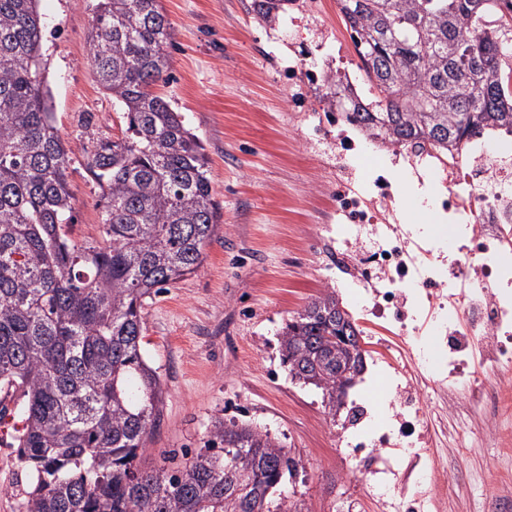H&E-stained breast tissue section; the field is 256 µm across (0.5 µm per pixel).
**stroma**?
Listing matches in <instances>:
<instances>
[{"instance_id": "35a3bbf8", "label": "stroma", "mask_w": 512, "mask_h": 512, "mask_svg": "<svg viewBox=\"0 0 512 512\" xmlns=\"http://www.w3.org/2000/svg\"><path fill=\"white\" fill-rule=\"evenodd\" d=\"M98 0H39L42 66L54 123L70 146V236L96 242L101 190L88 170L96 140L121 137L122 112L92 75L90 31ZM249 0H161L171 24V79L157 93L181 112L208 159L223 222L201 267L143 300V355L156 369L164 399L142 456L204 448L215 420L234 419L277 437L300 457L297 475L280 488L299 512H378L362 478L336 446V425L319 390L291 380L279 335L295 312L325 289L360 316V298L325 255L336 247V188L362 167L366 179L410 176L386 148L362 142L354 158L336 151L335 125L314 127L288 106L279 74L286 62L329 60L289 17L275 25L248 10ZM446 472L440 512H481L482 487L494 483L512 500V444L501 448H432ZM27 475L13 434L0 433V512H20Z\"/></svg>"}]
</instances>
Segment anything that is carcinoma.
<instances>
[{"label":"carcinoma","mask_w":512,"mask_h":512,"mask_svg":"<svg viewBox=\"0 0 512 512\" xmlns=\"http://www.w3.org/2000/svg\"><path fill=\"white\" fill-rule=\"evenodd\" d=\"M288 2L253 0L252 11L272 25ZM336 2L378 92L348 100L346 117L372 140L446 153L486 129L512 133V0ZM170 37L160 0L98 4L93 76L126 135L88 152L105 239L87 246L68 238L71 149L50 112L37 0H0V386L23 395V512H292L273 495L301 460L234 419L215 422L180 467L140 463L164 394L142 352L143 299L200 267L222 218L200 139L153 92L170 78ZM359 341L332 291L279 338L290 376L320 389L333 419Z\"/></svg>","instance_id":"carcinoma-1"}]
</instances>
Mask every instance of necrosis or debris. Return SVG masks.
I'll return each mask as SVG.
<instances>
[{"instance_id": "obj_1", "label": "necrosis or debris", "mask_w": 512, "mask_h": 512, "mask_svg": "<svg viewBox=\"0 0 512 512\" xmlns=\"http://www.w3.org/2000/svg\"><path fill=\"white\" fill-rule=\"evenodd\" d=\"M336 60L335 71L313 62L304 82L289 80L291 108L317 111L333 78L357 90L344 49ZM406 159L428 173L448 219L427 235L386 220L392 193L385 179L362 192L336 190L337 254L355 257L351 283L383 337L378 361L393 393L387 417L367 437L337 441L356 467L374 458L365 490L380 512H438L444 476L433 467L413 478L396 470L403 454L421 462L432 421L457 418L456 448L512 441V156L476 136L445 154L427 146ZM423 385L430 413L415 396Z\"/></svg>"}]
</instances>
